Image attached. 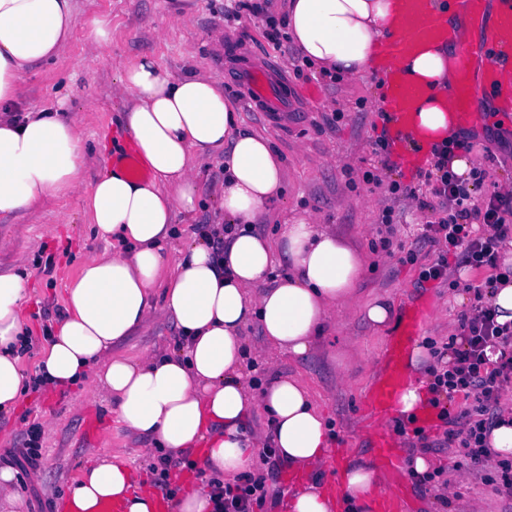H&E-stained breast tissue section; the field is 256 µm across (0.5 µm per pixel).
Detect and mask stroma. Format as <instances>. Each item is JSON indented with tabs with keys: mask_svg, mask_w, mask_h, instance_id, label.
<instances>
[{
	"mask_svg": "<svg viewBox=\"0 0 512 512\" xmlns=\"http://www.w3.org/2000/svg\"><path fill=\"white\" fill-rule=\"evenodd\" d=\"M183 0H75L76 25L52 62L28 74L22 106L27 111L65 112L78 130L86 160L85 184H92L104 168L115 144L113 128L122 126V97L113 95L123 68L142 55L153 56L163 71L174 76L200 70L224 87L240 128L262 134L275 146L287 173L282 198L271 204L255 230L276 238L279 222L308 216L348 236L366 255L368 270L357 285L359 301L379 296L392 302L395 319L410 304L421 311L419 334L425 343L443 348L458 332L465 306L456 292L483 286L490 272L462 265L450 266L444 280L423 282L420 267L436 256L434 248L419 246L423 225L433 220L419 210L417 200L394 199L389 192L397 180L429 199L431 186L424 169L399 161L382 163L373 149L381 135L383 118L375 109L380 78L370 74L351 80L329 79L316 67L303 65L294 43L287 38L272 43L266 16L282 17L286 0H194L189 19H182ZM111 37L107 48L92 40L95 27ZM283 62L288 92L295 110L283 123L266 121L247 107L236 80L249 62ZM341 113L331 123L333 113ZM471 155L486 171L474 196L483 200L494 185L512 181V112H499L468 125ZM224 181V166L206 158L200 163L197 188L200 203L191 213H177L167 249L180 258L185 247L198 240L208 225L217 223L215 195ZM393 206L398 216L393 246L379 244V214ZM419 249L417 264L406 263L408 250ZM111 242L97 236L80 196H48L23 218L0 217V272L21 271L28 290L23 310L33 348L20 355L27 376H34L46 343L44 326L59 323L65 314L67 289L90 257L111 251ZM252 377L268 380L280 375L301 376L335 432L333 448L344 451L337 468L357 459H372V436L393 438L398 457L387 478L400 495L403 512H512V500L499 496L489 479L498 466L486 463L482 472L460 470L450 504H442L438 482L423 483L410 475L406 462L414 435H399L395 422L369 418L366 395L380 371L390 330L373 329L357 308H349L325 328L321 344L303 357L266 347L258 323L247 326ZM179 331L172 320L148 322L134 336L117 345L120 353L170 352ZM41 430L42 462L37 469L17 470L15 489L28 501L29 512H53L64 499L80 470L106 456L123 462L137 482L151 483L147 469L158 459L152 439L131 433L116 419L112 406L98 389L94 376L76 387L36 390L27 394L16 411L0 415V450L22 447L32 422Z\"/></svg>",
	"mask_w": 512,
	"mask_h": 512,
	"instance_id": "stroma-1",
	"label": "stroma"
}]
</instances>
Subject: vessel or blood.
<instances>
[{
  "instance_id": "1",
  "label": "vessel or blood",
  "mask_w": 512,
  "mask_h": 512,
  "mask_svg": "<svg viewBox=\"0 0 512 512\" xmlns=\"http://www.w3.org/2000/svg\"><path fill=\"white\" fill-rule=\"evenodd\" d=\"M461 2L465 8V19L480 25L484 30L483 51L486 58L480 79H472L468 72H461L453 89L458 121L460 125L467 126L480 117V101L493 102L500 96L498 75L504 60H512V0H496L495 17L491 20L486 17V0ZM398 24L414 27L415 34L410 39L397 38L390 41L385 51L392 56L411 54L423 43L441 41L448 37L446 17L430 12L427 0H400ZM240 81L249 103L260 106L265 112L287 111L289 97L285 90L288 78L275 62L244 70ZM384 85L387 101L392 108L387 125L391 150L395 158L408 157L412 162H421L431 154L432 145L410 148L405 131L414 120L416 104L425 90L411 85L398 71L387 74ZM419 325V308L414 305L405 311L400 325L392 333L385 364L371 385L367 400V409L371 415L387 414L398 390L407 381L406 354ZM372 448L379 467L394 465L396 450L390 437L380 435L373 438Z\"/></svg>"
}]
</instances>
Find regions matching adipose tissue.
Returning a JSON list of instances; mask_svg holds the SVG:
<instances>
[{"mask_svg": "<svg viewBox=\"0 0 512 512\" xmlns=\"http://www.w3.org/2000/svg\"><path fill=\"white\" fill-rule=\"evenodd\" d=\"M288 35L304 60L351 79L376 65L396 30L398 0H288ZM76 23L74 0H0V216L16 217L46 196L76 193L85 158L74 123L58 112H21L23 77L56 58ZM468 31L389 59L427 94L406 132L410 143H440L460 125L450 96ZM125 127L149 178L124 170L101 175L87 196L96 235L115 240L112 252L88 260L72 281L66 314L45 351L49 386H73L94 374L119 422L172 453L192 451L201 475L171 512H213L209 476L252 472L260 448L277 450L305 477L289 492L292 512H370L387 496L383 477L365 464L345 467L336 489L329 427L307 384L285 375L254 385L243 371V330L257 320L266 346L304 356L330 319L355 304L376 328L387 325L392 303L356 302L366 259L356 246L310 217L285 220L276 240L254 230L278 198L286 172L269 140L237 127L221 84L197 73L174 77L143 56L120 78ZM224 156L218 193L230 243L213 252L204 242L170 262L164 245L176 212L196 207L195 160ZM291 266L287 278L267 284L276 254ZM24 279L0 273V412L14 411L26 386L16 350L25 332ZM160 317L174 320L186 339L181 350L132 358L114 345ZM270 419L269 431L248 428L252 414ZM156 493L135 487L131 471L109 459L81 469L68 512H94L114 500L124 512H154Z\"/></svg>", "mask_w": 512, "mask_h": 512, "instance_id": "obj_1", "label": "adipose tissue"}]
</instances>
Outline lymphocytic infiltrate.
Returning a JSON list of instances; mask_svg holds the SVG:
<instances>
[{"label": "lymphocytic infiltrate", "instance_id": "f902f5d3", "mask_svg": "<svg viewBox=\"0 0 512 512\" xmlns=\"http://www.w3.org/2000/svg\"><path fill=\"white\" fill-rule=\"evenodd\" d=\"M467 138L452 137L434 146V171L426 179L432 185L431 194L437 200L440 218L422 228L423 243L436 246L438 254L421 266L423 281L445 279L448 258L458 255L462 264L481 268L496 267L501 244L512 239V194L491 193L483 207H476L465 179L448 167L455 152L470 151ZM496 310L481 305L476 313L462 315L460 342L452 350L453 357L444 371L436 373L430 385L431 405L454 401L456 397L472 400V407L454 415L441 408L440 420L448 424L445 445L462 443L466 464L481 470L489 455L486 432L493 423L490 412L504 387L512 385V329L496 321ZM498 351L490 359L488 350ZM268 489L265 478L247 477L244 486H221L215 512H253L266 503Z\"/></svg>", "mask_w": 512, "mask_h": 512}]
</instances>
